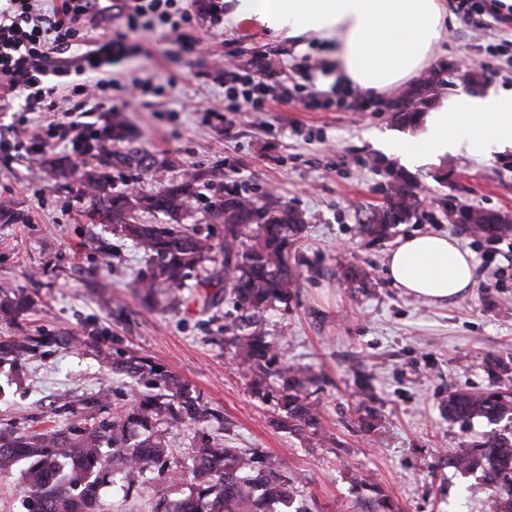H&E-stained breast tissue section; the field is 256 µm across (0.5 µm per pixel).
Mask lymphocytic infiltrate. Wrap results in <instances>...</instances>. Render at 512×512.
Masks as SVG:
<instances>
[{
	"label": "lymphocytic infiltrate",
	"mask_w": 512,
	"mask_h": 512,
	"mask_svg": "<svg viewBox=\"0 0 512 512\" xmlns=\"http://www.w3.org/2000/svg\"><path fill=\"white\" fill-rule=\"evenodd\" d=\"M92 0H6L0 6V111L33 114L31 124L0 125V147L27 157L51 141L71 148L76 156L89 151L93 137L92 116L106 110L125 112L128 98L150 97L156 111L166 109L162 84L136 77L118 81L113 65L126 51L123 37L95 42L83 48L82 33L96 21ZM112 7L129 28L146 31L163 26L169 41L190 52L205 48L202 41L188 42L183 26L192 19L223 24L224 7L218 0L189 9L177 0H114ZM324 62L309 58L264 56L252 69L225 60L224 98L229 111L245 115L260 112L269 99L291 96V84L302 80L309 100L328 98L318 83L327 74ZM120 103H113V96Z\"/></svg>",
	"instance_id": "1"
}]
</instances>
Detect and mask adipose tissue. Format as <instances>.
Returning <instances> with one entry per match:
<instances>
[{
	"label": "adipose tissue",
	"mask_w": 512,
	"mask_h": 512,
	"mask_svg": "<svg viewBox=\"0 0 512 512\" xmlns=\"http://www.w3.org/2000/svg\"><path fill=\"white\" fill-rule=\"evenodd\" d=\"M232 14L288 38L336 39L339 71L373 95L415 76L448 35L442 0H234ZM382 150L410 161L455 153L488 159L512 150V89L482 97L459 91L424 115L414 137L389 138ZM386 266L407 295L436 302L462 297L476 269L455 238L428 234L401 240Z\"/></svg>",
	"instance_id": "1"
}]
</instances>
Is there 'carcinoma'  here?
Instances as JSON below:
<instances>
[{"instance_id":"cac0c4a2","label":"carcinoma","mask_w":512,"mask_h":512,"mask_svg":"<svg viewBox=\"0 0 512 512\" xmlns=\"http://www.w3.org/2000/svg\"><path fill=\"white\" fill-rule=\"evenodd\" d=\"M434 80L427 79L400 94L393 102L394 117L402 124L417 122L427 104L425 93ZM101 154L116 169L129 167L134 158L107 148ZM386 202L376 208L358 234L372 241L386 240L397 224L407 221L419 203L418 185L402 169H387ZM88 213L93 219L106 217L110 223L153 256V262L134 285L142 300L153 299L155 290L165 288L177 300L191 271L211 260L219 250L224 257V293L249 311L261 312L275 302L288 303L291 289L298 287L300 273L291 264V249L304 223L297 211L279 202L259 201L234 190L224 191V200L210 208L211 217L224 224V241L216 245L181 223L177 217L194 195L197 178L188 176L179 184L162 187L156 194L139 197L114 194L110 177L85 171L81 174ZM160 213L172 224H143L139 212ZM467 231L478 237L499 238L512 234V222L494 210L467 209L461 213ZM342 277L352 285H367L365 271L357 266L342 268ZM31 298L23 293L0 301V318L11 320L28 311ZM225 344L233 349L236 363L261 391V378L269 373L282 380L278 398V428L297 436L323 435L320 413L309 401L308 386L314 377L303 367L285 361L282 349L266 342L250 325H224ZM42 346L39 336H0V364L21 366L27 356ZM112 365L149 390L138 404L112 419L98 422L92 412H80L64 402L73 416L65 429L20 432L0 429V473L20 469L25 487L24 512H95L99 491L110 484L127 495L135 478L154 471L167 476L155 484L153 512H279L277 506L292 505L295 478L263 465L253 450L229 448L223 438L206 437L193 450L192 477L187 480L177 462L170 461V441L157 428L162 414L177 425L200 420L206 410L178 377L148 359L130 356L112 360ZM173 401L163 402L162 391ZM501 384L485 394L456 389L441 406L453 422L484 419L493 426L479 438L448 452L445 464L461 471L479 469L496 488L492 512H512V393ZM507 424L499 428L502 421ZM188 487V493L176 490Z\"/></svg>"}]
</instances>
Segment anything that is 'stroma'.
<instances>
[{"instance_id":"35a3bbf8","label":"stroma","mask_w":512,"mask_h":512,"mask_svg":"<svg viewBox=\"0 0 512 512\" xmlns=\"http://www.w3.org/2000/svg\"><path fill=\"white\" fill-rule=\"evenodd\" d=\"M448 37L433 51L423 76H435L431 106L453 95L459 68L481 76L471 87L483 96L512 88V74L500 72L487 51L492 40L458 15V0H445ZM189 40L208 43L198 56L171 44L162 31L129 33L125 76H150L169 83L167 109L154 111L150 99L131 101L124 118L129 136L113 150L134 152L140 165L111 170L112 189L150 195L185 174H199L184 224L214 243L224 226L211 220L209 206L234 188L259 202L274 200L301 212L305 229L292 250L300 273L289 304L258 314L210 287L214 306L200 291L184 289L179 302L156 293L143 304L132 284L145 269L147 254L110 224L91 223L82 186L70 172L76 157L56 145L35 162L0 151V202L23 213L22 224L0 223V297L23 291L33 306L11 321H0V336H43L47 344L21 368L0 365V427L40 431L69 426L61 399L79 402L108 391L100 419L131 406L138 386L115 372L102 351L136 355L160 365L186 383L209 421L159 429L171 442L174 459L187 464L203 436L220 435L232 448L259 450L266 463L295 475L297 502L308 512H370L376 494L390 498L392 512H485L494 489L481 471L463 473L444 465L448 451L488 431L485 420L470 426L448 421L440 403L448 392L491 389L488 356L512 351V265L496 242L465 232L448 202L492 209L512 216V151L488 160L449 156L411 167L420 187L414 217L387 240L371 244L357 233L372 211L385 203L387 167L397 159L381 155L383 136L414 135L415 126L396 121L388 104L353 112L338 105L306 106L280 101L246 123L239 113L215 118L192 111L204 102L222 109L216 76L227 55L238 63L259 54L308 56L334 62L336 42L286 38L249 20L225 17L223 28L194 22ZM437 233L455 238L473 253L475 282L454 302H425L392 285L386 256L401 239ZM356 265L368 285L354 288L342 267ZM255 318L257 327L286 353L289 363L308 367L321 380L311 398L321 409L328 442L278 429L281 382L268 375L263 395L224 342L225 324ZM60 336L93 338L94 346L67 348ZM366 404L376 432L364 431L356 409ZM364 487L352 489L351 475ZM160 473L138 478L123 495L103 487L97 512H151Z\"/></svg>"}]
</instances>
